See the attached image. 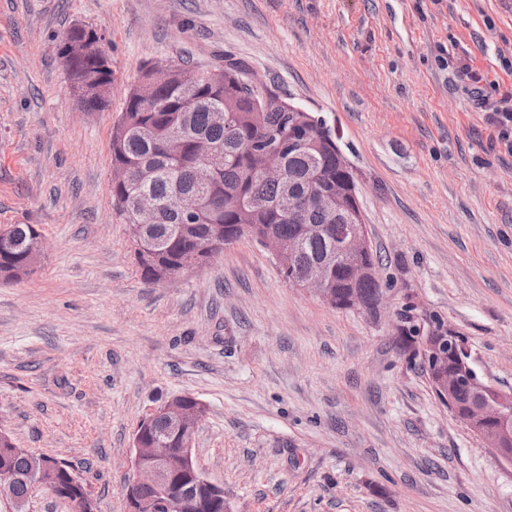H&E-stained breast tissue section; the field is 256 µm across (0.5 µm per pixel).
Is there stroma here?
<instances>
[{
  "label": "stroma",
  "instance_id": "1",
  "mask_svg": "<svg viewBox=\"0 0 512 512\" xmlns=\"http://www.w3.org/2000/svg\"><path fill=\"white\" fill-rule=\"evenodd\" d=\"M76 24L107 42L98 112L57 54ZM228 57L340 135L381 319L293 287L247 237L175 282L142 278L112 127L148 65ZM465 61L512 84V0H0V228L48 241L31 277L0 281V433L64 459L96 512H127L137 426L186 394L207 407L195 461L231 512H512V468L389 325L408 307L440 320L512 391V152Z\"/></svg>",
  "mask_w": 512,
  "mask_h": 512
}]
</instances>
